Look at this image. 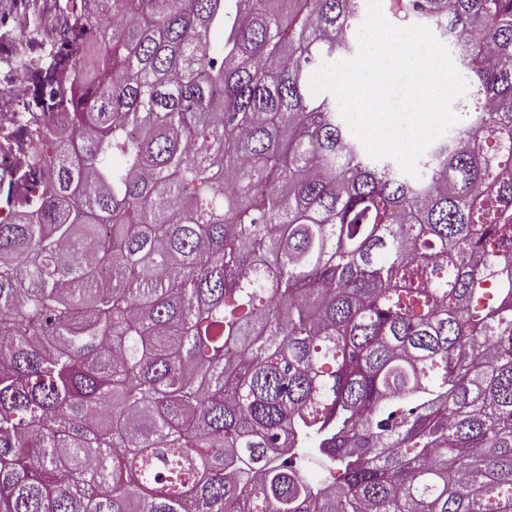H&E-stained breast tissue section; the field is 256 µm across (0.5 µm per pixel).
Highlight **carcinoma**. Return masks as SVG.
I'll return each instance as SVG.
<instances>
[{
    "mask_svg": "<svg viewBox=\"0 0 512 512\" xmlns=\"http://www.w3.org/2000/svg\"><path fill=\"white\" fill-rule=\"evenodd\" d=\"M360 0H89L0 219V512H512V0L420 177L309 80ZM315 453L326 476L311 478Z\"/></svg>",
    "mask_w": 512,
    "mask_h": 512,
    "instance_id": "cac0c4a2",
    "label": "carcinoma"
}]
</instances>
